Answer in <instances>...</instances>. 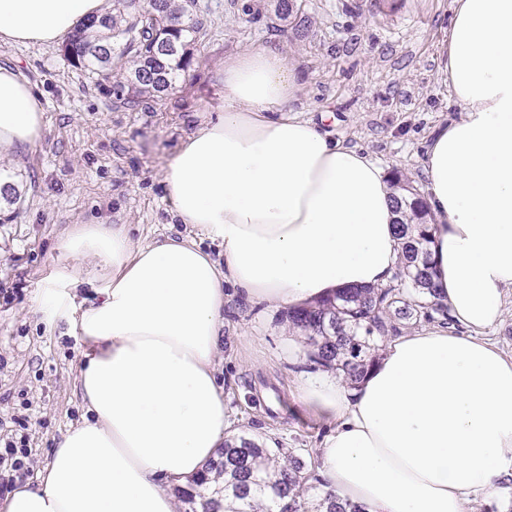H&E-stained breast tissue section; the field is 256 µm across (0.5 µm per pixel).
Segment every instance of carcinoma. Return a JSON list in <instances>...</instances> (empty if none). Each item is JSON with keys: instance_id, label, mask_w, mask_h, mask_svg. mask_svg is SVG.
<instances>
[{"instance_id": "carcinoma-1", "label": "carcinoma", "mask_w": 512, "mask_h": 512, "mask_svg": "<svg viewBox=\"0 0 512 512\" xmlns=\"http://www.w3.org/2000/svg\"><path fill=\"white\" fill-rule=\"evenodd\" d=\"M195 0H112V8L92 17L64 47L68 63L96 78L112 101L134 109L146 95L160 98L176 88L192 64L191 45L204 30L191 16ZM401 260L386 288H344L288 312V323L303 332L308 361L332 368L356 383L378 359L390 336L421 321H451L433 279L428 251L431 213L424 196L401 172L391 173ZM305 462L280 454L247 435L224 442L209 470L224 476V500L232 512H258L255 498L266 494L278 512H309L307 500L317 486L307 483ZM207 476L175 493L185 512H217L206 494ZM322 512H361L327 493Z\"/></svg>"}]
</instances>
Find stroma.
<instances>
[{
    "mask_svg": "<svg viewBox=\"0 0 512 512\" xmlns=\"http://www.w3.org/2000/svg\"><path fill=\"white\" fill-rule=\"evenodd\" d=\"M449 0H296L282 20L272 0H197L206 33L193 62L165 98L136 109L113 105L65 62L60 46L0 43V66L19 67L45 112V131L10 167L23 203L0 209V450L22 449L20 483H36L55 439L83 415L76 378L83 346L66 321L47 323L36 303L65 257L57 244L75 224H130L148 241L184 232L163 183L185 135L218 106L215 72L225 56L257 44L278 46L298 63L297 107L333 139L357 146L384 169L424 188L423 158L438 128L459 118L442 77ZM250 13H243V4ZM219 378L238 426L258 443L297 450L316 472L329 427L297 398L309 375L287 311L238 299L224 312Z\"/></svg>",
    "mask_w": 512,
    "mask_h": 512,
    "instance_id": "stroma-1",
    "label": "stroma"
}]
</instances>
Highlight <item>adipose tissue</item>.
Masks as SVG:
<instances>
[{
    "label": "adipose tissue",
    "mask_w": 512,
    "mask_h": 512,
    "mask_svg": "<svg viewBox=\"0 0 512 512\" xmlns=\"http://www.w3.org/2000/svg\"><path fill=\"white\" fill-rule=\"evenodd\" d=\"M106 9L0 0V42L50 47ZM442 56L461 116L423 164L434 280L455 325L396 337L356 384L320 372L296 386L331 427L319 484L363 512H465L512 481V355L483 337L512 291V0H450ZM219 87L223 107L164 176L190 234L144 243L129 224H80L61 236L71 262L46 296L86 347L85 413L0 512H178L175 488L238 435L218 378L231 300L300 308L391 282L400 244L386 171L294 111L296 67L257 45L225 58ZM43 129L32 85L0 66V164ZM75 261L93 267L94 302H73Z\"/></svg>",
    "instance_id": "obj_1"
}]
</instances>
